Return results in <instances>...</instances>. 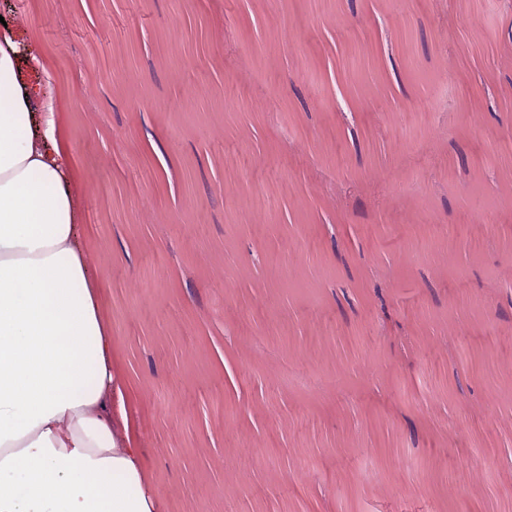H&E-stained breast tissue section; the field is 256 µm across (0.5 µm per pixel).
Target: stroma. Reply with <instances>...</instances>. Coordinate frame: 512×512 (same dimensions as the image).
Instances as JSON below:
<instances>
[{"label":"stroma","instance_id":"35a3bbf8","mask_svg":"<svg viewBox=\"0 0 512 512\" xmlns=\"http://www.w3.org/2000/svg\"><path fill=\"white\" fill-rule=\"evenodd\" d=\"M0 16L165 512H512V0Z\"/></svg>","mask_w":512,"mask_h":512}]
</instances>
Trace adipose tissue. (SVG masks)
<instances>
[{
    "instance_id": "adipose-tissue-1",
    "label": "adipose tissue",
    "mask_w": 512,
    "mask_h": 512,
    "mask_svg": "<svg viewBox=\"0 0 512 512\" xmlns=\"http://www.w3.org/2000/svg\"><path fill=\"white\" fill-rule=\"evenodd\" d=\"M44 60L26 28L0 33V512H164L112 375L71 154L32 77Z\"/></svg>"
}]
</instances>
